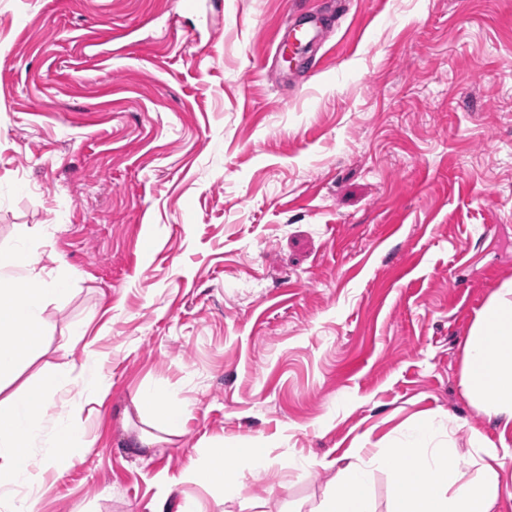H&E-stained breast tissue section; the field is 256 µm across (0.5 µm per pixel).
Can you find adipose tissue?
I'll list each match as a JSON object with an SVG mask.
<instances>
[{
  "label": "adipose tissue",
  "mask_w": 512,
  "mask_h": 512,
  "mask_svg": "<svg viewBox=\"0 0 512 512\" xmlns=\"http://www.w3.org/2000/svg\"><path fill=\"white\" fill-rule=\"evenodd\" d=\"M460 386L477 411L512 424V280L490 294L470 327ZM147 404L153 428L140 431L134 441L144 452L159 444L161 435L181 430V420L165 405L160 388L148 389L134 402L138 409ZM508 455L477 437L468 466H461L458 448L445 445L440 426L427 417L374 461L390 479L391 512H495ZM338 477L342 487L319 512H370L366 470L352 465Z\"/></svg>",
  "instance_id": "1"
}]
</instances>
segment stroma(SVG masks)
<instances>
[{"label": "stroma", "mask_w": 512, "mask_h": 512, "mask_svg": "<svg viewBox=\"0 0 512 512\" xmlns=\"http://www.w3.org/2000/svg\"><path fill=\"white\" fill-rule=\"evenodd\" d=\"M292 9L319 42L288 62ZM22 234L73 280L22 380L72 365L54 421L85 349L106 379L35 512H155L161 474L204 512H312L335 470L290 460L359 464L423 416L512 449L460 386L512 279V0H0V247ZM146 386L183 427L137 457ZM214 448L236 499L185 477Z\"/></svg>", "instance_id": "stroma-1"}]
</instances>
